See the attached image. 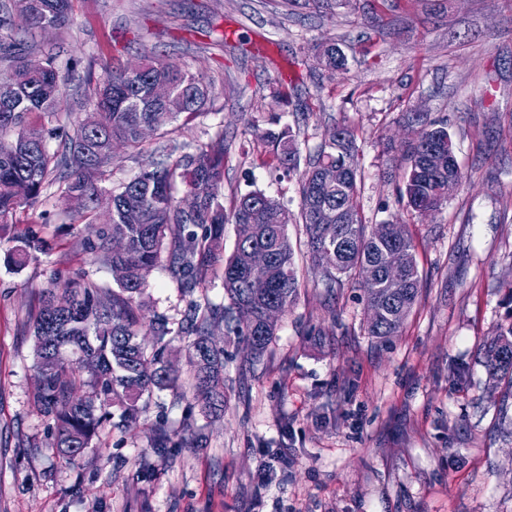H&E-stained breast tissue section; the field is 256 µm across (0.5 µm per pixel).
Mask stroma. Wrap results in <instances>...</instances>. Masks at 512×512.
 I'll return each mask as SVG.
<instances>
[{"label":"stroma","mask_w":512,"mask_h":512,"mask_svg":"<svg viewBox=\"0 0 512 512\" xmlns=\"http://www.w3.org/2000/svg\"><path fill=\"white\" fill-rule=\"evenodd\" d=\"M72 18L67 32L36 36L67 74L54 125L89 111L105 68L155 52L213 87L205 114L173 138L193 153L223 133L225 204L259 189L293 212L297 179L260 165L251 125L277 118L305 153L327 126L348 127L363 220L408 225L424 290L383 344L366 332L362 289L326 293L304 267L261 362L243 365L241 343L216 329L221 416L163 391L137 427H105L63 466L33 403L27 318L53 282L108 285L112 272L80 243L89 219L46 186L0 231V512H512V392L483 358L512 316V0H343L331 15L289 14L281 0H72ZM329 41L347 65L321 77L313 56ZM408 112L447 119L464 174L431 216L399 202L403 171L387 151L414 137ZM30 228L50 248L18 269L7 257ZM148 281L145 316L175 330L188 296L165 265ZM160 415L173 432L192 422L204 447L154 448ZM279 448L292 463L262 482Z\"/></svg>","instance_id":"obj_1"}]
</instances>
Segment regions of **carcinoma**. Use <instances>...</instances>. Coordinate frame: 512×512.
<instances>
[{
  "instance_id": "carcinoma-1",
  "label": "carcinoma",
  "mask_w": 512,
  "mask_h": 512,
  "mask_svg": "<svg viewBox=\"0 0 512 512\" xmlns=\"http://www.w3.org/2000/svg\"><path fill=\"white\" fill-rule=\"evenodd\" d=\"M17 19L28 30L66 29L72 23L71 0H0V30L13 28ZM35 51L37 45L24 36L0 37V85L11 88L10 97L0 98V224L8 223L18 205L35 204L52 183L60 185L66 200L81 198L83 210L112 214V223L95 229L91 243L112 271V286L68 280L60 288L45 289L31 316L40 374L34 402L54 424L52 447L62 462L71 465L85 449L95 447L105 425H135L156 393L182 388L171 364L167 318L156 315L146 323L143 316L147 278L162 261L189 296L222 265L228 304L217 307L206 297L191 300L177 331L190 339L188 385L206 417L224 413V348L211 339L215 325L224 324L241 339L247 363H259L278 326L267 319V309L284 314L299 298L302 282L288 239L290 224L303 225L309 261L320 271L327 292L346 281L362 288L370 336L385 340L400 331L422 290L413 238L405 224L395 225L392 236L383 224H364L358 205V148L351 130L329 126L320 146L303 157L292 128H254L256 140L268 147L274 171L298 176L296 214L257 190L224 209L222 132L194 153L171 163L152 160L132 180L106 187L98 175L112 164L113 142L146 153L142 130L164 140L173 123L181 119L187 125L204 113L211 96L204 75L152 52L142 55L139 73L107 69L90 94L92 112L69 134L51 126L65 83L57 54L46 52L45 67L33 72L25 59ZM316 62L329 74L346 65L335 43L326 45ZM156 86L169 88L170 97L154 98ZM407 119L417 125L418 134L403 149L402 198L415 212H435L461 182L455 146L446 121L427 112H411ZM49 138L60 139L58 149L47 147ZM433 150L446 157L440 170L428 165ZM180 184L197 195L190 211L180 207ZM226 224L237 226L227 258ZM45 247L46 241L31 231L12 260L21 267L29 251ZM257 250L269 258L260 269L252 266ZM395 251L403 259L402 280L391 284L389 258ZM143 336L153 342L145 343ZM484 366L490 379L512 387V321L500 325L485 344ZM81 390L85 395L76 397ZM114 406L120 409L117 417L110 411ZM196 441L190 423L180 433L169 432L161 422L155 428L156 448H185Z\"/></svg>"
}]
</instances>
